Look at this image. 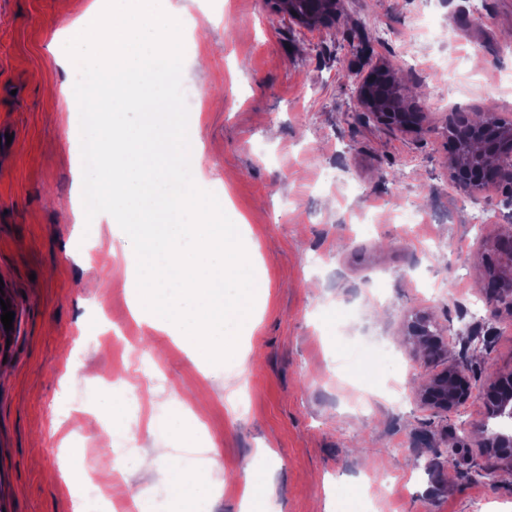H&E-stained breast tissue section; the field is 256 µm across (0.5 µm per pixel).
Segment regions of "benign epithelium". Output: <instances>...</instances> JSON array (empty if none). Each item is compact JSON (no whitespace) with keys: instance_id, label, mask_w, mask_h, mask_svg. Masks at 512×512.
Segmentation results:
<instances>
[{"instance_id":"1","label":"benign epithelium","mask_w":512,"mask_h":512,"mask_svg":"<svg viewBox=\"0 0 512 512\" xmlns=\"http://www.w3.org/2000/svg\"><path fill=\"white\" fill-rule=\"evenodd\" d=\"M275 11L285 13L303 28L326 27L336 19L334 0H271ZM357 97L366 114L392 131L418 133L423 128L425 113L410 100L406 85L393 70L376 66L357 85ZM448 139V169L452 182L470 194L490 187L512 193V119L498 112H486L480 121L473 113L458 106L448 114L444 131ZM489 319L501 310H512V280L500 273L492 275V283H483ZM410 332L419 346L433 352L444 345V338L433 331L428 315L418 314L410 322ZM476 378L469 368L450 363L433 374L417 393L421 404L446 414H454L473 398ZM479 389V411L476 427L482 447L512 467V434L495 429L489 422L498 418L512 419V372H493Z\"/></svg>"}]
</instances>
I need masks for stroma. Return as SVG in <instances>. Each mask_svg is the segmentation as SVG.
Masks as SVG:
<instances>
[{
  "instance_id": "1",
  "label": "stroma",
  "mask_w": 512,
  "mask_h": 512,
  "mask_svg": "<svg viewBox=\"0 0 512 512\" xmlns=\"http://www.w3.org/2000/svg\"><path fill=\"white\" fill-rule=\"evenodd\" d=\"M80 2L0 0V282L15 308L0 348V512H74L59 456L180 447L195 399L204 429L187 460L222 462L203 512H243L251 472L265 478L267 512H372L385 471L397 484L382 512H512L507 469L468 428L476 405L444 415L415 398L449 360L512 370V313L470 312L501 260L511 200L493 190L459 206L441 134L455 104L512 113L495 81L512 0L479 12L471 0H340L320 29L267 0H171L188 22L186 59L209 57L182 80L203 147L194 181L223 196L269 287L223 365L133 319L121 234L76 206L79 119L55 56ZM381 63L418 89L423 133L361 108L357 81ZM415 311L446 331V356L417 349ZM118 356L140 399L99 390ZM116 400L119 431L104 413ZM125 484L150 512H172L164 472L136 464Z\"/></svg>"
}]
</instances>
